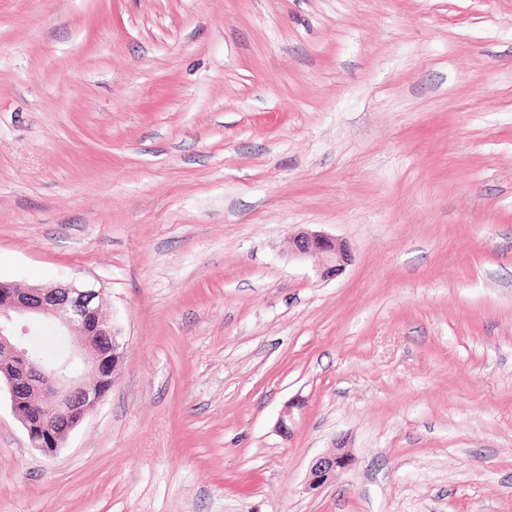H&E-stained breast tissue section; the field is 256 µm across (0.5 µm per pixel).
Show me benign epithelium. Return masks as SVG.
Wrapping results in <instances>:
<instances>
[{"label":"benign epithelium","mask_w":512,"mask_h":512,"mask_svg":"<svg viewBox=\"0 0 512 512\" xmlns=\"http://www.w3.org/2000/svg\"><path fill=\"white\" fill-rule=\"evenodd\" d=\"M288 255L321 259L319 275L332 279L352 262L349 248L319 232L288 237ZM100 291L73 284L19 286L0 281V386H5L11 410L31 446L46 456L64 447L70 433L104 398L114 384L124 343L121 332L100 312ZM52 322L75 338L66 357L44 364L30 357L28 324ZM301 402L284 404L278 428L288 434ZM349 465L343 447L317 457L309 475L316 488L336 478Z\"/></svg>","instance_id":"benign-epithelium-1"}]
</instances>
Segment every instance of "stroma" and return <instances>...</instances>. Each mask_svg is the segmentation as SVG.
Instances as JSON below:
<instances>
[{
	"instance_id": "obj_1",
	"label": "stroma",
	"mask_w": 512,
	"mask_h": 512,
	"mask_svg": "<svg viewBox=\"0 0 512 512\" xmlns=\"http://www.w3.org/2000/svg\"><path fill=\"white\" fill-rule=\"evenodd\" d=\"M0 279L124 343L0 512H512V0H0ZM288 255L296 259L318 256L321 259L319 275L332 279L352 262L349 248L326 234L302 231L288 238ZM349 454L346 448L338 447L332 453L318 456L311 468L309 487L316 488L336 477V471L349 465Z\"/></svg>"
}]
</instances>
